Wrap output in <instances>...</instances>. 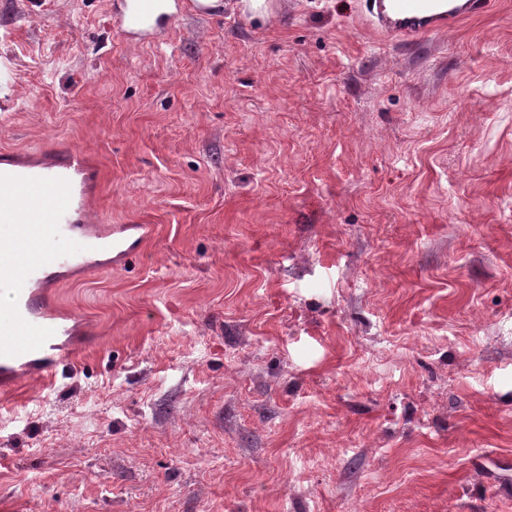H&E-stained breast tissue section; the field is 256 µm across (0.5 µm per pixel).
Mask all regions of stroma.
Wrapping results in <instances>:
<instances>
[{
  "label": "stroma",
  "instance_id": "1",
  "mask_svg": "<svg viewBox=\"0 0 512 512\" xmlns=\"http://www.w3.org/2000/svg\"><path fill=\"white\" fill-rule=\"evenodd\" d=\"M178 2L0 0V149L154 227L51 297L91 339L0 395V512H512V0ZM166 0H129L124 13L125 31L145 38L175 20V13L165 9ZM369 24L385 37L425 36L483 14L486 0H361Z\"/></svg>",
  "mask_w": 512,
  "mask_h": 512
}]
</instances>
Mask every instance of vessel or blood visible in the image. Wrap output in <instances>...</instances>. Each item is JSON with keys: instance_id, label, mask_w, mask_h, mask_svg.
Segmentation results:
<instances>
[{"instance_id": "b4317fda", "label": "vessel or blood", "mask_w": 512, "mask_h": 512, "mask_svg": "<svg viewBox=\"0 0 512 512\" xmlns=\"http://www.w3.org/2000/svg\"><path fill=\"white\" fill-rule=\"evenodd\" d=\"M165 0H127L128 34L145 38L172 23ZM487 0H361L369 24L383 36H425L483 14ZM98 171L83 150L29 163L0 153V286L9 301L0 306V390L38 380L72 361L75 330L48 307V294L64 273L103 269L104 253L120 259L140 248L151 233L147 224H117L111 234L96 231L86 208ZM81 237L85 252L58 256L53 242Z\"/></svg>"}]
</instances>
